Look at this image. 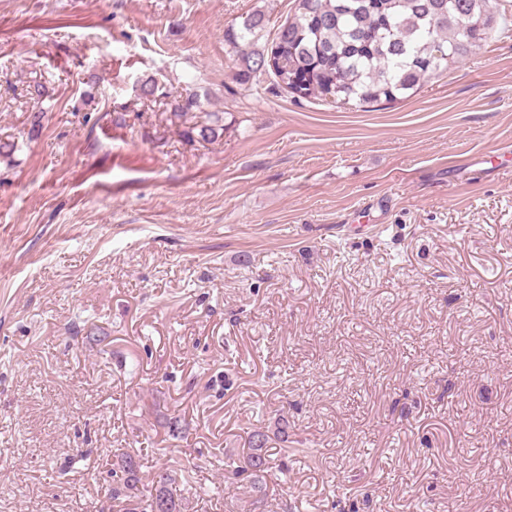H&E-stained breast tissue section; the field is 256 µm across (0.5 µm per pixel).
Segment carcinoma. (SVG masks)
<instances>
[{
	"mask_svg": "<svg viewBox=\"0 0 512 512\" xmlns=\"http://www.w3.org/2000/svg\"><path fill=\"white\" fill-rule=\"evenodd\" d=\"M470 16L485 24L464 32ZM507 34L512 16L497 0H295L293 18L281 25L268 49L243 52L262 37L264 15H248L225 41L242 54L244 81L273 74L297 99L327 103L356 102L361 106L393 103L418 90L425 78L448 71L487 41L494 29ZM184 131L190 140L213 141L223 126ZM269 435L256 430L239 475L250 474V488L261 492L259 477L269 466ZM121 476L113 480L110 499L133 501L140 481L136 454H118Z\"/></svg>",
	"mask_w": 512,
	"mask_h": 512,
	"instance_id": "cac0c4a2",
	"label": "carcinoma"
}]
</instances>
